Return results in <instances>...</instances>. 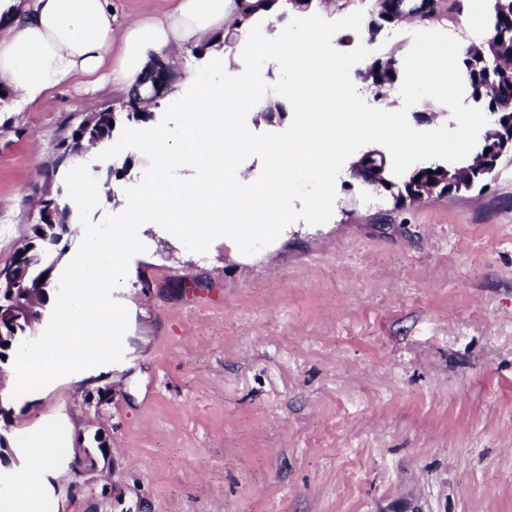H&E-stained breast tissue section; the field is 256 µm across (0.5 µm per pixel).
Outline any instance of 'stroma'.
<instances>
[{
	"instance_id": "stroma-1",
	"label": "stroma",
	"mask_w": 512,
	"mask_h": 512,
	"mask_svg": "<svg viewBox=\"0 0 512 512\" xmlns=\"http://www.w3.org/2000/svg\"><path fill=\"white\" fill-rule=\"evenodd\" d=\"M488 0H439L427 27L480 42ZM416 23L342 29L404 58ZM121 91L0 100V266L43 194L69 204L57 143ZM55 168L46 178L47 168ZM112 296L121 361L6 404L0 473L19 438L63 419L95 461L43 474L56 512H512V163L485 185L392 210L342 166L331 217L252 255L188 251L145 226Z\"/></svg>"
}]
</instances>
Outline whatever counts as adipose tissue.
I'll return each instance as SVG.
<instances>
[{
	"label": "adipose tissue",
	"mask_w": 512,
	"mask_h": 512,
	"mask_svg": "<svg viewBox=\"0 0 512 512\" xmlns=\"http://www.w3.org/2000/svg\"><path fill=\"white\" fill-rule=\"evenodd\" d=\"M237 7V0H173L164 14L120 21L112 0H0V82L19 94L21 110L77 79L128 87L153 55L179 57L231 24ZM20 446L26 467L0 497V512H55L40 472L69 453V429L53 423L26 431Z\"/></svg>",
	"instance_id": "ef3b65f1"
}]
</instances>
